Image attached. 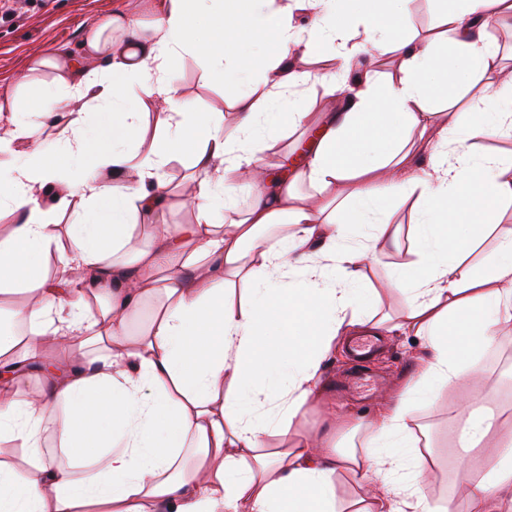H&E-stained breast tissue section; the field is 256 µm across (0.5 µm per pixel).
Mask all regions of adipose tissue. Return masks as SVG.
<instances>
[{
	"label": "adipose tissue",
	"instance_id": "1",
	"mask_svg": "<svg viewBox=\"0 0 512 512\" xmlns=\"http://www.w3.org/2000/svg\"><path fill=\"white\" fill-rule=\"evenodd\" d=\"M217 2L222 16L199 45L196 21ZM410 2L141 0L140 15L90 23L80 55L29 58L26 81L0 101V211L13 218L0 232V314L26 326L0 343V442L27 452L22 476L0 459V512H335L341 473L374 488L349 512H456L429 500L410 423L416 403L512 325V229H500L512 156L474 151L512 137V73L500 74L486 36L512 19V0H447L424 39L406 31ZM242 33L268 51L236 62L245 89L228 135L223 113L190 110L169 61L191 51L220 79ZM310 60L340 105L317 123L298 97ZM89 103L112 115L93 137ZM437 103L452 108L450 124L437 125ZM311 122L294 176H269L265 155L283 131ZM132 137L151 148L131 151ZM185 159L192 220L171 224L180 199L165 170ZM301 181L312 197L299 196ZM395 198L414 203V259L375 287L362 269L379 244L400 241ZM491 235L494 260L473 269ZM384 291L404 296L398 317L361 310V296ZM366 329L420 339L405 393L369 420L343 411L322 432L300 429L336 337ZM48 339L61 354L25 395L13 368L36 363ZM500 419L462 408L457 483L469 512H512V440L493 465L481 457ZM363 427L361 447L340 448L338 435Z\"/></svg>",
	"mask_w": 512,
	"mask_h": 512
}]
</instances>
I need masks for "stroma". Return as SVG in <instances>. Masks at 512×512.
<instances>
[{
    "label": "stroma",
    "mask_w": 512,
    "mask_h": 512,
    "mask_svg": "<svg viewBox=\"0 0 512 512\" xmlns=\"http://www.w3.org/2000/svg\"><path fill=\"white\" fill-rule=\"evenodd\" d=\"M137 0H31L20 16L0 19V99L11 94L15 83L26 74L31 54L59 48L77 53L81 50L87 21L103 19L113 6L133 11ZM170 73L183 98L195 112L234 110L233 102L241 93L242 75L228 70L213 81L202 60L191 53L175 55ZM379 348L367 368L368 384L350 387L358 368L349 356L348 345H341L323 374V388L313 401L300 425L309 431L321 430L326 411L333 406L356 410L371 417L384 397H394L406 387L415 372L421 352L409 336H381ZM494 396L497 403L512 401V367L496 362L491 349L471 364L465 378L441 386L431 401L415 406L416 431L425 433L429 446L425 451L432 460L427 492L431 500L455 498L458 512H466L464 499L458 496L456 473L459 461L449 445L448 429L457 413L458 400L465 394Z\"/></svg>",
    "instance_id": "1"
}]
</instances>
